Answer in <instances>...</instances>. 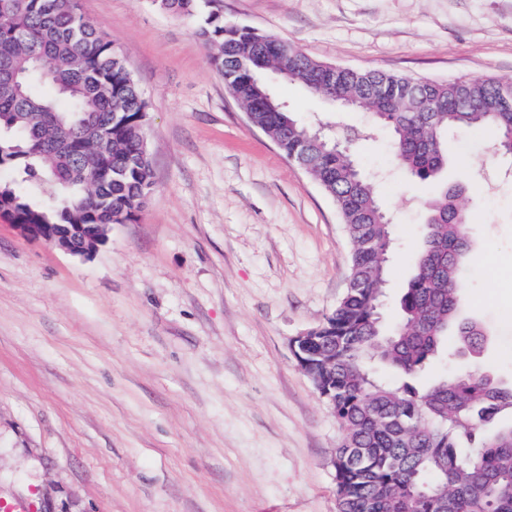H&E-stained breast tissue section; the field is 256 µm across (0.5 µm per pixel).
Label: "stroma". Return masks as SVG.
I'll return each instance as SVG.
<instances>
[{
    "label": "stroma",
    "instance_id": "35a3bbf8",
    "mask_svg": "<svg viewBox=\"0 0 512 512\" xmlns=\"http://www.w3.org/2000/svg\"><path fill=\"white\" fill-rule=\"evenodd\" d=\"M148 105L153 190L88 258L0 213V499L37 512H337L342 430L292 340L334 309L350 243L334 201L249 124L195 20L153 0H80ZM224 19L308 56L416 78H512V0H223ZM289 111L367 126L301 87ZM396 242L395 323L428 183L390 135L357 145ZM473 250L463 317L489 330L479 365L512 382V158L492 134L448 139Z\"/></svg>",
    "mask_w": 512,
    "mask_h": 512
}]
</instances>
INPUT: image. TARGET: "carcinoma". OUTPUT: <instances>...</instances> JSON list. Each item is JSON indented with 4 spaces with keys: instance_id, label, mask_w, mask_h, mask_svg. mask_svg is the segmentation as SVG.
Wrapping results in <instances>:
<instances>
[{
    "instance_id": "carcinoma-1",
    "label": "carcinoma",
    "mask_w": 512,
    "mask_h": 512,
    "mask_svg": "<svg viewBox=\"0 0 512 512\" xmlns=\"http://www.w3.org/2000/svg\"><path fill=\"white\" fill-rule=\"evenodd\" d=\"M153 2L202 17L199 36L229 92L248 102L251 123L288 160L297 158L313 127L265 105L240 64L261 44L278 43L273 71L318 95L307 75L327 63L250 26L224 23L221 0ZM77 9V0H0V169L21 175L0 179V207L19 224H127L152 191L151 163L141 151L146 102L112 41ZM507 88L511 78L336 74V104L369 113L371 127L391 134L395 161L408 177L440 182L425 203L401 320L388 334L382 307L393 225L353 157V145L366 136L353 133L343 147L327 144L303 158L308 175L335 201L351 246L352 286L311 329L301 366L342 428L333 457L338 512H512V425L495 428L512 413V384L477 365L487 331L459 317L460 271L472 240L460 206L463 187L441 181L451 135L490 129L494 151L512 157V112L499 111ZM43 182L56 191L46 208L22 188ZM450 331L470 366L420 385L421 374L447 354ZM379 364L400 377L380 380Z\"/></svg>"
}]
</instances>
